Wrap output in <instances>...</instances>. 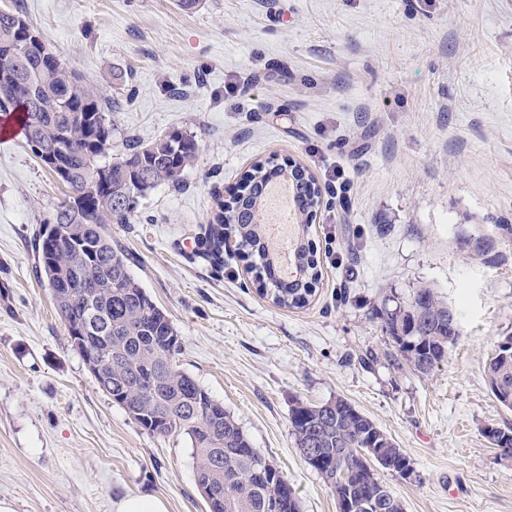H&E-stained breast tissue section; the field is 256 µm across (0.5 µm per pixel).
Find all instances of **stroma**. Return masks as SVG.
Wrapping results in <instances>:
<instances>
[{
	"mask_svg": "<svg viewBox=\"0 0 512 512\" xmlns=\"http://www.w3.org/2000/svg\"><path fill=\"white\" fill-rule=\"evenodd\" d=\"M118 102L113 151L175 129L200 152L113 245L169 316L179 370L234 416L301 512H337L292 436L295 400L344 397L411 459L380 478L405 512H512V425L484 374L512 334V0H0ZM323 199L309 305L260 295L237 250L196 254L215 192L260 159ZM66 190L24 139H0V499L15 512H113L148 494L206 512L184 435L153 436L98 387L57 315L37 234ZM427 284L464 312L429 375L394 360L375 312Z\"/></svg>",
	"mask_w": 512,
	"mask_h": 512,
	"instance_id": "obj_1",
	"label": "stroma"
}]
</instances>
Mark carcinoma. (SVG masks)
Instances as JSON below:
<instances>
[{"label":"carcinoma","mask_w":512,"mask_h":512,"mask_svg":"<svg viewBox=\"0 0 512 512\" xmlns=\"http://www.w3.org/2000/svg\"><path fill=\"white\" fill-rule=\"evenodd\" d=\"M24 22L18 12L0 11V119L21 113L24 140L33 154L41 161L51 154L68 171L71 195L54 209L57 223L69 227L68 235L50 249L49 224H44L38 251L49 287L95 285L90 297L75 304L54 299L72 347L83 352L73 329L90 321L89 349L100 363V370L90 372L98 387L124 409L138 406L134 420L145 432L189 437L197 489L208 512H269L271 503L275 512H299L287 479L253 448L224 404L176 367V329L141 287L128 255L112 246L104 230L107 224L131 223L140 200L157 187L182 183L200 150L196 135L174 130L146 146L128 139L122 152L109 157L116 105L85 76L43 56L35 44H23ZM286 172L273 163H253L240 177L238 195L227 202L215 196L217 209L198 248L212 264L224 265V213L234 210L237 221L230 231L238 250L251 259L260 294L279 307L303 308L321 276L307 239L310 225L302 224L297 243L299 271L283 279L273 272L264 225L252 220L258 188ZM288 173L306 216L319 204L320 190L302 168ZM376 315L394 343L396 359L421 375L444 362L460 336L459 312L429 286L416 289L407 305ZM505 340L512 342V334L499 338L485 376L495 399L512 410V350L501 347ZM329 404L297 401L292 408V435L305 462H310L309 452L322 460L317 471L337 505L349 499L358 505L356 512H404L378 469L387 470L392 462L412 473L410 458L346 398ZM485 437L500 449V457L512 459V426Z\"/></svg>","instance_id":"carcinoma-1"}]
</instances>
